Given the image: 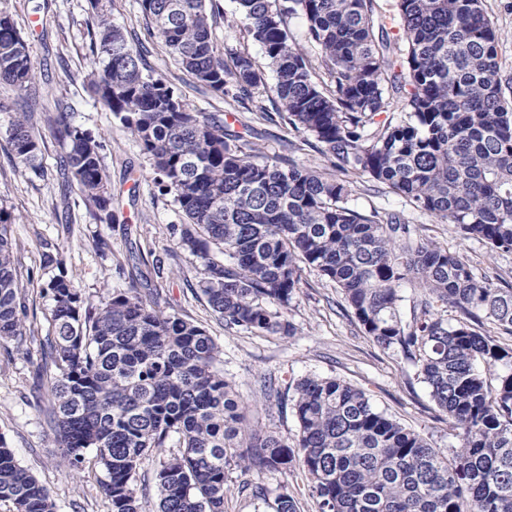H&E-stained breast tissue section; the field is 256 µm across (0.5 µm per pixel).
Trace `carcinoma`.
I'll return each mask as SVG.
<instances>
[{"label":"carcinoma","mask_w":512,"mask_h":512,"mask_svg":"<svg viewBox=\"0 0 512 512\" xmlns=\"http://www.w3.org/2000/svg\"><path fill=\"white\" fill-rule=\"evenodd\" d=\"M242 24L274 74L244 52L220 49L219 0H138L176 61L215 92L304 135L336 174L245 151L224 121L193 112L147 68L90 0V86L152 161L186 217L180 247L203 261L200 290L224 330L295 335L288 308L309 270L343 294L344 315L385 352L416 369L456 430L447 455L336 377L299 380L287 404L293 440L252 429L218 368L209 332L159 309L131 285L94 307L64 275L43 288L46 333L26 324L21 263L0 208V338H27L45 360L39 386L54 399L49 424L69 469L101 470L111 512H142L154 487L159 512H225L231 488L254 512H298L269 499L254 474L298 462L319 512H512V284L475 273L466 255L423 238L415 224L351 204L356 179L383 186L414 210L453 225L491 253H512V75L484 0H236ZM305 21L295 41L288 20ZM34 66L11 15L0 12V84L28 92ZM399 97L400 116L390 114ZM276 104L270 112L262 98ZM45 123L66 145L63 166L95 218L112 219L102 144L71 125ZM18 165L34 172L40 147L28 113L6 129ZM413 288L411 318L401 287ZM158 457L152 483L143 461ZM13 512H57L48 489L0 436V502Z\"/></svg>","instance_id":"obj_1"}]
</instances>
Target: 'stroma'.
Returning <instances> with one entry per match:
<instances>
[{
    "label": "stroma",
    "mask_w": 512,
    "mask_h": 512,
    "mask_svg": "<svg viewBox=\"0 0 512 512\" xmlns=\"http://www.w3.org/2000/svg\"><path fill=\"white\" fill-rule=\"evenodd\" d=\"M222 14L213 33L218 43L249 53L264 66L260 47L240 29L224 26L233 16L234 0H220ZM25 39L36 77L30 95L0 85V207L11 217L13 248L23 268L32 269L28 284L29 311L34 323L45 326L51 301L42 292L49 278L66 273L93 306L107 302L113 291L127 288L132 266L145 278L141 288L157 293L161 308L205 327L223 348L220 366L247 407V418L262 430L294 437L297 423L291 410L280 408L264 384L274 381L286 391L307 376L336 377L362 388L373 402L406 427L420 433L441 451L457 444L446 414L439 411L415 369L401 357L383 352L350 317L337 314L341 298L333 283L307 271L288 309L296 333L290 337H258L230 333L217 319L199 289L202 261L179 246L185 222L171 195L162 193L151 162L129 131L97 103L88 87L90 33L98 19L88 0H0ZM112 20L131 41L148 49L147 63L167 79L189 105L228 120L232 131L243 133L249 146L267 155L293 159L327 171L326 158L302 147L303 136L280 123L256 118L224 95L198 84L150 35L137 0H112ZM35 107L29 123L39 136L42 174L18 169L4 135L12 113L23 111L26 100ZM65 109L74 126L100 135L102 163L112 187L113 220L99 221L76 202L77 191L61 165L65 146L41 119L42 112ZM354 205L399 213L420 225L424 237L463 252L477 271L512 273V254L489 256L485 247L462 239L452 225L411 208L405 198L373 193L368 183L355 186ZM52 263H45V254ZM41 363L36 345L0 341V436L21 465L50 491L57 512H108L97 474L67 470L48 424L50 395L39 387L35 372ZM269 495L288 492L299 512H318L301 467L257 475Z\"/></svg>",
    "instance_id": "stroma-1"
}]
</instances>
